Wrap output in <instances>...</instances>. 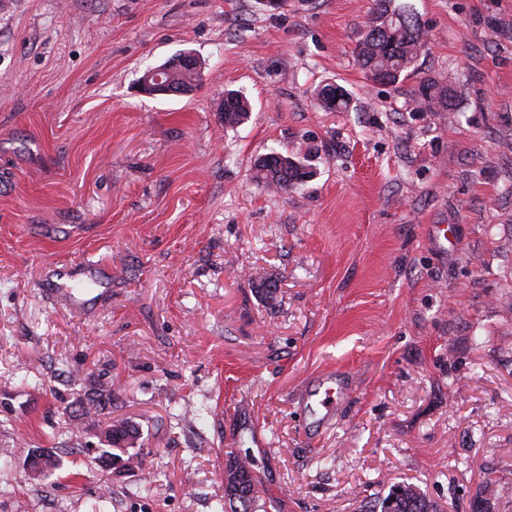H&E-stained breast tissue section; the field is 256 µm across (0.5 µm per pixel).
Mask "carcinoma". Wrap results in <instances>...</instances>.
<instances>
[{
  "mask_svg": "<svg viewBox=\"0 0 512 512\" xmlns=\"http://www.w3.org/2000/svg\"><path fill=\"white\" fill-rule=\"evenodd\" d=\"M377 8L358 43L357 60L367 77L379 82L388 79L396 85L410 69L426 45L424 33L416 14L407 6L394 5L395 0H376ZM202 80L201 70L184 65H172L163 73V82L174 91L195 89ZM418 95L434 109L451 110L454 95L435 81L424 80ZM323 107L343 111L350 105L348 91L337 84H327L317 93ZM224 126L236 127L250 117L249 100L237 91L224 95ZM254 178L278 192H286L302 184L312 172L300 160L279 153H268L254 164ZM108 442L117 450L129 449L137 439V430L127 424L113 425L107 432ZM224 472L229 479L224 483L222 512H258L261 488L255 467L256 460L249 452H226ZM380 512H440L438 505L410 483L397 485L380 502Z\"/></svg>",
  "mask_w": 512,
  "mask_h": 512,
  "instance_id": "carcinoma-1",
  "label": "carcinoma"
}]
</instances>
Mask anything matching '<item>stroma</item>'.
<instances>
[{
    "label": "stroma",
    "mask_w": 512,
    "mask_h": 512,
    "mask_svg": "<svg viewBox=\"0 0 512 512\" xmlns=\"http://www.w3.org/2000/svg\"><path fill=\"white\" fill-rule=\"evenodd\" d=\"M411 2L427 46L394 88L356 58L374 0H0V512H215L231 448L267 512L402 483L512 512V0ZM183 53L192 94L140 92ZM425 79L455 110L413 102ZM272 151L312 177L257 184ZM329 369L353 392L311 440ZM317 97L323 107L331 111H343L350 105L348 91L337 84L324 85L317 93ZM222 112H224V126L233 128L248 120L251 114V104L240 92L228 91L224 95ZM107 440L112 447L111 449L120 450L123 453V450L126 449L127 458L124 459L125 465L132 466L134 464L139 465L141 462L138 458V454L129 453V448L133 447L134 440L137 439V430L134 427H131L127 424L120 423L118 425H113L112 429L107 432ZM124 446H121V444Z\"/></svg>",
    "instance_id": "35a3bbf8"
}]
</instances>
